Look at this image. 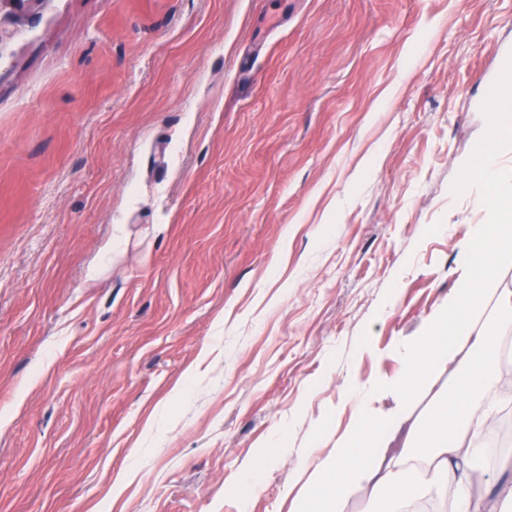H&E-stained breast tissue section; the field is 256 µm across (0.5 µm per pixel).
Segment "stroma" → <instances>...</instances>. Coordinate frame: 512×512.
Returning a JSON list of instances; mask_svg holds the SVG:
<instances>
[{
  "mask_svg": "<svg viewBox=\"0 0 512 512\" xmlns=\"http://www.w3.org/2000/svg\"><path fill=\"white\" fill-rule=\"evenodd\" d=\"M507 59L512 0L0 14V512H293L460 286Z\"/></svg>",
  "mask_w": 512,
  "mask_h": 512,
  "instance_id": "obj_1",
  "label": "stroma"
}]
</instances>
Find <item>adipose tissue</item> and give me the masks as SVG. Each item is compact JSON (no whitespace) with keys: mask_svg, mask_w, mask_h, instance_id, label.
I'll return each instance as SVG.
<instances>
[{"mask_svg":"<svg viewBox=\"0 0 512 512\" xmlns=\"http://www.w3.org/2000/svg\"><path fill=\"white\" fill-rule=\"evenodd\" d=\"M511 148L512 142L499 139L485 153L488 221L461 250L460 288L407 348L399 376L348 391L360 425L311 471L301 512H343L357 493L366 505L383 498L388 512H407L415 501L448 488L455 491L458 512H512V481L501 479L505 466L486 462L479 440L497 413L498 331L477 328L473 321L492 267L512 256V170L498 163ZM444 374L460 377L456 394L439 388ZM422 394L432 395L433 405L418 417L413 403ZM377 395L392 400L389 412L372 408ZM418 457L426 463V474L410 468Z\"/></svg>","mask_w":512,"mask_h":512,"instance_id":"1","label":"adipose tissue"}]
</instances>
